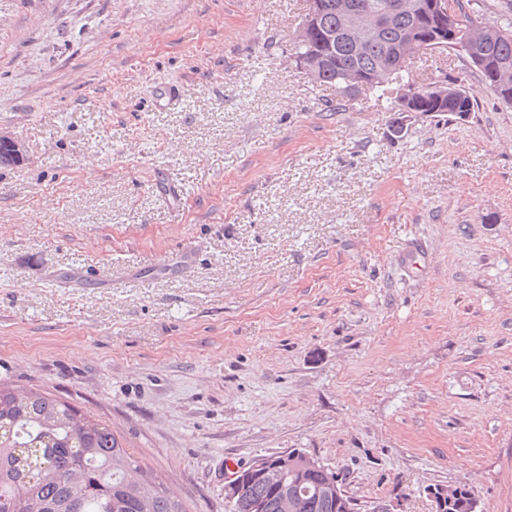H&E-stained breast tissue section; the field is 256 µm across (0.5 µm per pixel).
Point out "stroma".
<instances>
[{"label": "stroma", "mask_w": 512, "mask_h": 512, "mask_svg": "<svg viewBox=\"0 0 512 512\" xmlns=\"http://www.w3.org/2000/svg\"><path fill=\"white\" fill-rule=\"evenodd\" d=\"M305 13L0 0V380L110 423L188 512L292 448L363 512H512V107L451 50L409 70L462 118L319 85ZM458 92L459 90L457 88L453 85H448V83L444 81L429 83L422 87H409L405 91L402 109L404 112H411L417 97L422 94H427L436 101H446L448 107L442 104H436L429 97H422L416 104V112H456L457 109L460 111L466 110L467 112H474L475 107H477V100L472 91H470L469 97L460 100L457 104L448 102L455 99Z\"/></svg>", "instance_id": "stroma-1"}]
</instances>
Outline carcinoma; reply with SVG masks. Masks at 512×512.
Instances as JSON below:
<instances>
[{"label": "carcinoma", "mask_w": 512, "mask_h": 512, "mask_svg": "<svg viewBox=\"0 0 512 512\" xmlns=\"http://www.w3.org/2000/svg\"><path fill=\"white\" fill-rule=\"evenodd\" d=\"M311 43L299 44L296 56L323 55L315 82L346 93L359 91L348 80L352 71L372 74L390 71L374 89L389 85L402 90L414 85L407 69L399 65L396 49L413 31L422 37L421 52H433L427 42L434 24L410 14H399L378 28L364 52L344 26L342 8L380 10L391 0H322ZM495 34L474 50L476 59H488L498 68L512 70V22L492 25ZM470 63L486 88L496 95L492 71ZM475 94L450 103L436 104L423 97L418 112L475 111ZM323 476L313 474L301 486L299 512H341L336 500L318 493ZM280 492L261 481L252 482L234 501L235 512H279ZM0 512H185L170 497L158 477L146 471L127 453L123 437L112 427L92 419L73 403L36 388L0 381Z\"/></svg>", "instance_id": "cac0c4a2"}]
</instances>
